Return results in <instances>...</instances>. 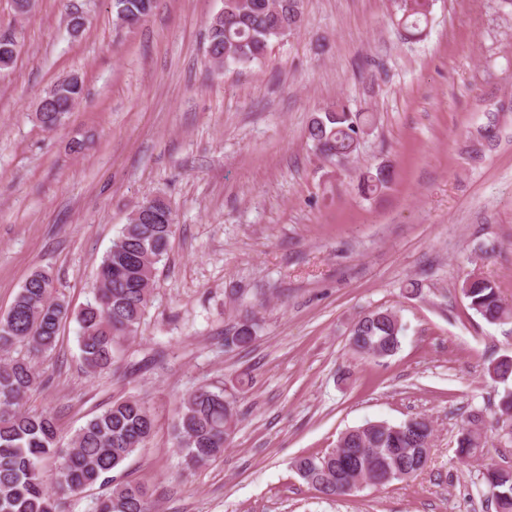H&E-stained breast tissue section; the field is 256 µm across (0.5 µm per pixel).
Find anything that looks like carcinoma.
Here are the masks:
<instances>
[{
	"instance_id": "cac0c4a2",
	"label": "carcinoma",
	"mask_w": 512,
	"mask_h": 512,
	"mask_svg": "<svg viewBox=\"0 0 512 512\" xmlns=\"http://www.w3.org/2000/svg\"><path fill=\"white\" fill-rule=\"evenodd\" d=\"M433 0H404L398 5V24L410 36L428 23ZM114 20L134 27L148 17L154 0H112ZM304 20V0H224V8L208 23L207 55L218 68H247L261 61L269 47L298 30ZM17 43L0 35V69L14 62ZM84 96L76 77L54 84L44 92L45 103L35 112L47 130L61 125ZM373 122L369 112H354L332 103L315 113L308 125V139L321 156L344 160L356 154ZM392 181L386 167L359 176L365 195L380 192ZM175 218L168 202L157 197L147 208L135 207L95 275L93 299L75 313L78 349L86 370L98 373L116 363L121 343L138 334L155 288L157 265L166 257L175 233ZM470 309L489 323L512 319V301L497 285L474 272L460 283ZM71 311L55 296L50 271H34L24 282L8 313L0 318V351L16 346L27 355L0 364V512H59L60 500L96 483L112 484L111 473L138 449L145 447L155 426L149 406L136 396L118 398L86 420L71 435L68 448H60V431L47 411H30V392L40 384L36 364L58 342L63 321ZM254 325L242 323L224 345L248 348ZM404 324L386 308L360 317L350 331V345L357 353L375 358L393 355L400 348ZM501 383L512 380V357L488 368ZM496 420L512 424V388L499 400ZM236 413L224 393L201 386L182 402L175 423L176 447L189 466H203L224 454L233 432ZM486 428L480 410H472L457 439V455L473 457V439ZM433 436L431 422L411 418L399 425L367 422L342 434L337 446L322 456L295 462L301 478L325 497H345L359 484L385 486L422 471L429 459ZM60 457L53 485L44 478L45 459ZM482 495L495 512H512V468L489 464L482 472ZM149 489L134 482L112 484L97 499L94 512H152Z\"/></svg>"
}]
</instances>
